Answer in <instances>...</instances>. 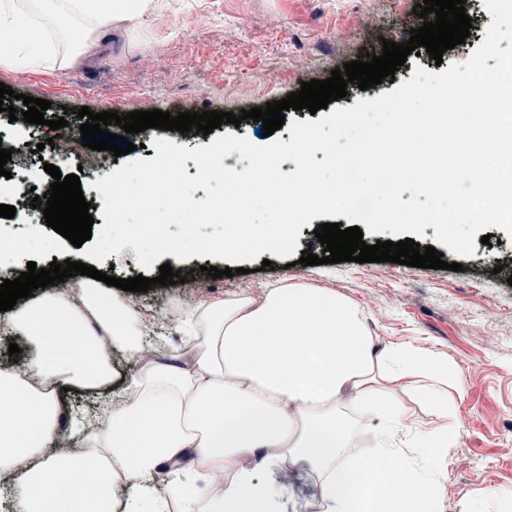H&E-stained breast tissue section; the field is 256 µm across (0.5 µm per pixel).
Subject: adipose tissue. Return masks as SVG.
Here are the masks:
<instances>
[{
  "label": "adipose tissue",
  "instance_id": "1",
  "mask_svg": "<svg viewBox=\"0 0 512 512\" xmlns=\"http://www.w3.org/2000/svg\"><path fill=\"white\" fill-rule=\"evenodd\" d=\"M151 0H0V62L64 66L103 23ZM0 312L28 346L26 375L0 368V476L10 512H284L276 473L304 467L312 512H438L444 476L431 454L460 431L448 365L422 350L377 348L355 307L326 288L277 284L203 300L178 322L187 349L131 372L112 393L109 347L138 356L150 324L125 299L80 285ZM99 395V418L70 414L80 454L53 451L58 389ZM428 401L442 426L423 432L401 400ZM375 424L367 456L352 449ZM167 464L170 479L155 473ZM132 488L118 501L121 482Z\"/></svg>",
  "mask_w": 512,
  "mask_h": 512
}]
</instances>
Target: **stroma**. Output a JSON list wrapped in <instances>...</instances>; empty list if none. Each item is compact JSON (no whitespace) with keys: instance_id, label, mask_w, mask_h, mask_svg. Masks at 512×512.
<instances>
[{"instance_id":"obj_1","label":"stroma","mask_w":512,"mask_h":512,"mask_svg":"<svg viewBox=\"0 0 512 512\" xmlns=\"http://www.w3.org/2000/svg\"><path fill=\"white\" fill-rule=\"evenodd\" d=\"M420 0H153L147 13L127 22L126 32L103 31L96 47L81 52L66 67L20 71L0 64V83L14 94L50 101L45 124L13 127L0 112V135L30 145H42L28 163L11 171L9 192L0 203L16 208L14 218L0 217V233L26 235L30 225L44 221L42 210L27 208L32 189H44L52 178L50 163L62 174H78L81 189L93 204L95 226L104 218L98 207L95 181L120 168L126 158L104 152L98 166L84 164L81 124L76 111H136L139 102L178 114L219 110L240 113L281 100L302 83L329 78L332 70L381 54L387 41H408L421 25L413 12ZM436 72L428 54L408 55L394 81L362 90L348 85L339 107L393 91L395 83L411 79L415 67ZM65 117L67 125L53 130L49 121ZM253 120L225 124L212 136L150 128L132 135L130 157L152 159L153 139H167L188 148L211 144L228 133L263 142ZM54 147H46V140ZM489 244H477L473 256L457 258L436 244L435 230L426 227L420 246H436L444 261L461 262L462 271L421 269L395 263L340 262L288 266L271 256V269L261 260L249 261V273L230 278H197L202 266L228 267V260L193 256L162 263L178 264L185 283L156 286L148 292L127 293V300L148 316L165 319L161 334L166 346L157 357L169 359L185 349L174 319L202 300L257 293L282 281L327 288L354 305L370 336L379 346L405 343L446 358L463 395L453 408L461 423L454 447L448 450V478L443 484L442 512H463L474 504L480 512H512V500L497 497L512 490V265L498 260L512 255V238L500 228L489 230Z\"/></svg>"}]
</instances>
